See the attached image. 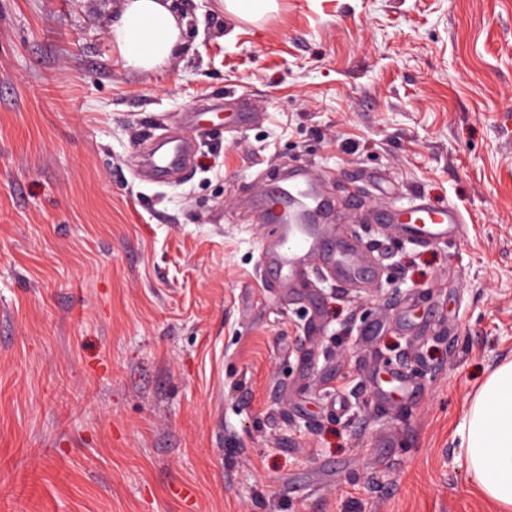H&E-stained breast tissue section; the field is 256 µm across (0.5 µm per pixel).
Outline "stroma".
Listing matches in <instances>:
<instances>
[{
	"mask_svg": "<svg viewBox=\"0 0 512 512\" xmlns=\"http://www.w3.org/2000/svg\"><path fill=\"white\" fill-rule=\"evenodd\" d=\"M278 3L174 0L187 47L143 74L120 0H0V512H499L456 430L512 354V0ZM292 166L378 300L315 259L269 287ZM416 196L463 231L379 222ZM219 4L234 18L256 20L276 9V0H219ZM165 149L158 154V152ZM185 143L182 140L166 141L160 148L153 152V164L158 171H166L176 166L182 160L185 153Z\"/></svg>",
	"mask_w": 512,
	"mask_h": 512,
	"instance_id": "stroma-1",
	"label": "stroma"
}]
</instances>
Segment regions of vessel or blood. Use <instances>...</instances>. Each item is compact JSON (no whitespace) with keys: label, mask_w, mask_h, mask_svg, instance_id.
Wrapping results in <instances>:
<instances>
[{"label":"vessel or blood","mask_w":512,"mask_h":512,"mask_svg":"<svg viewBox=\"0 0 512 512\" xmlns=\"http://www.w3.org/2000/svg\"><path fill=\"white\" fill-rule=\"evenodd\" d=\"M185 144L169 140L162 152L154 154L153 164L165 171L180 163ZM284 221L272 225L261 250L267 264L279 273L280 283L295 280L305 269V261L316 257L324 267L332 270L338 282L357 283L362 273V263L357 250L345 236L324 237L319 225L308 223L309 211L322 203L319 189L307 182L302 174L290 173L279 197ZM383 221H396L400 232L421 243L447 239L463 224L464 218L453 206L429 207L421 198H414L397 213H383Z\"/></svg>","instance_id":"vessel-or-blood-1"}]
</instances>
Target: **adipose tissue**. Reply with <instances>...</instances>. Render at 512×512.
Instances as JSON below:
<instances>
[{"label": "adipose tissue", "instance_id": "adipose-tissue-1", "mask_svg": "<svg viewBox=\"0 0 512 512\" xmlns=\"http://www.w3.org/2000/svg\"><path fill=\"white\" fill-rule=\"evenodd\" d=\"M172 0H122L108 36L124 68L149 73L166 65L185 44ZM467 468L481 492L512 512V360L486 379L459 430Z\"/></svg>", "mask_w": 512, "mask_h": 512}]
</instances>
